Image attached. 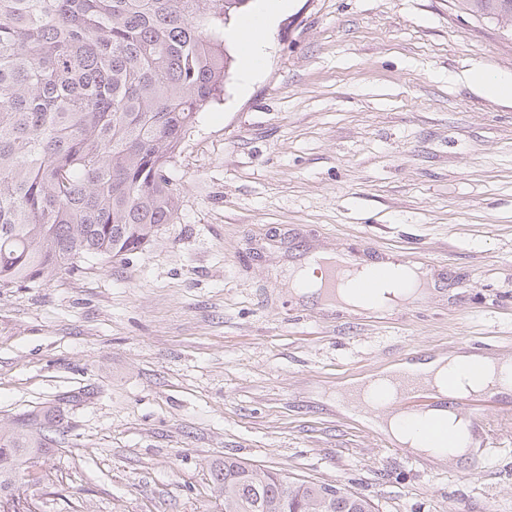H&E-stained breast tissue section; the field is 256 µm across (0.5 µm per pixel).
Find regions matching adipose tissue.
<instances>
[{"label": "adipose tissue", "mask_w": 512, "mask_h": 512, "mask_svg": "<svg viewBox=\"0 0 512 512\" xmlns=\"http://www.w3.org/2000/svg\"><path fill=\"white\" fill-rule=\"evenodd\" d=\"M290 6V0H263L255 32L238 30L237 38L247 59V74H254L260 67L268 34L279 16L288 11ZM419 285L416 273L395 266L383 282L372 285L368 294L349 288L342 293L341 298L345 303L373 312H383L395 301L414 294ZM405 384L420 390H434L451 398L478 396L489 390L507 394L512 392V361L499 362L487 357L473 362L466 355L449 354L412 364H395L385 368L377 377L365 381L355 380L349 397L363 406L371 407L376 403V395ZM381 421L399 442L417 448L427 458L435 461L460 458L466 454L471 442L468 422L453 412L448 415V431L452 436L448 444L431 440L424 420L410 421L389 412L382 416Z\"/></svg>", "instance_id": "adipose-tissue-1"}]
</instances>
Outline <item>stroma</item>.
Wrapping results in <instances>:
<instances>
[{
    "label": "stroma",
    "mask_w": 512,
    "mask_h": 512,
    "mask_svg": "<svg viewBox=\"0 0 512 512\" xmlns=\"http://www.w3.org/2000/svg\"><path fill=\"white\" fill-rule=\"evenodd\" d=\"M203 112L142 252L0 292V426L59 410L40 512H218L234 456L342 484L377 512H512V393L489 439L409 454L336 394L479 341L512 359V33L453 0H293L264 61ZM400 256L433 288L385 313L295 295L316 251ZM471 80L488 94L512 97V77L491 76L483 71H478L471 76Z\"/></svg>",
    "instance_id": "obj_1"
}]
</instances>
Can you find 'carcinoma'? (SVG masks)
Here are the masks:
<instances>
[{
  "label": "carcinoma",
  "mask_w": 512,
  "mask_h": 512,
  "mask_svg": "<svg viewBox=\"0 0 512 512\" xmlns=\"http://www.w3.org/2000/svg\"><path fill=\"white\" fill-rule=\"evenodd\" d=\"M249 0H0V291L142 251L177 218L166 176L224 96V30ZM512 31V0H459ZM62 414L0 427V486L58 445ZM221 512H374L347 488L226 456Z\"/></svg>",
  "instance_id": "1"
}]
</instances>
